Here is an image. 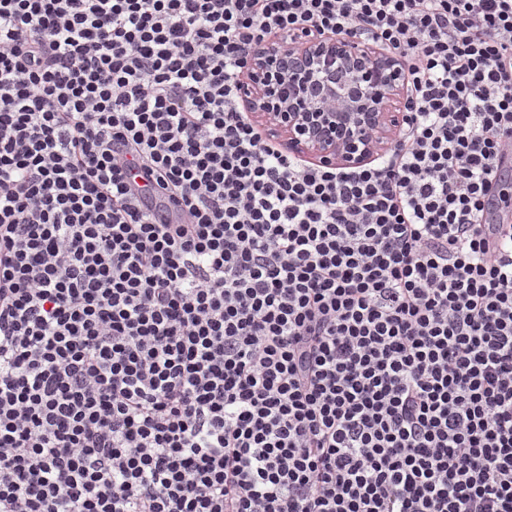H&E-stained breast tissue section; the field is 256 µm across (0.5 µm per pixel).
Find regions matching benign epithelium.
<instances>
[{"label": "benign epithelium", "mask_w": 512, "mask_h": 512, "mask_svg": "<svg viewBox=\"0 0 512 512\" xmlns=\"http://www.w3.org/2000/svg\"><path fill=\"white\" fill-rule=\"evenodd\" d=\"M242 100L288 151L360 167L384 153L405 120L400 61L330 34L267 42L249 58Z\"/></svg>", "instance_id": "benign-epithelium-1"}]
</instances>
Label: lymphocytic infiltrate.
I'll use <instances>...</instances> for the list:
<instances>
[{"mask_svg": "<svg viewBox=\"0 0 512 512\" xmlns=\"http://www.w3.org/2000/svg\"><path fill=\"white\" fill-rule=\"evenodd\" d=\"M317 32L404 64L358 168L242 103ZM507 152L512 0H0V512H512Z\"/></svg>", "mask_w": 512, "mask_h": 512, "instance_id": "obj_1", "label": "lymphocytic infiltrate"}]
</instances>
